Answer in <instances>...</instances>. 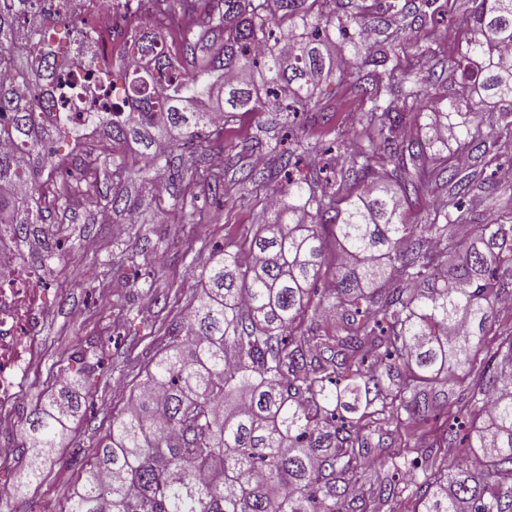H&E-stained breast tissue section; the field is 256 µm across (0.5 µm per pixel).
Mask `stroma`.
<instances>
[{
  "mask_svg": "<svg viewBox=\"0 0 512 512\" xmlns=\"http://www.w3.org/2000/svg\"><path fill=\"white\" fill-rule=\"evenodd\" d=\"M365 2L380 5L379 30L397 39L401 70L421 79L435 72V80L423 86L426 102L455 101L460 76L450 65L472 36L467 21L472 0H435L433 13L417 22L388 10L389 0ZM315 108L332 113L333 119L329 125L309 127L301 141L289 136L284 113H237L225 123L223 139L193 168L183 166L185 148L172 150L169 167L158 175L157 181L165 185L160 193L150 180L113 184L112 161L101 159V193L120 192L127 210L113 211L103 204L75 214L60 202L44 212L30 235L16 239L23 259L41 275L48 316L42 354L31 366L20 409L7 415L0 428V443H21V423L45 390L84 392L86 371L100 343H108L113 365L123 369L124 390L96 394L92 408L69 421L41 479L0 499V512H67L70 496L81 484L82 467L107 434L112 414L124 406L126 391L167 346L169 326L187 319L213 254L267 220L270 189L285 182L276 143L285 142L289 150L301 153L305 173L320 185L340 170L356 143L365 141L366 106L346 88L321 94ZM447 155L449 162H462L476 181L466 201L473 217L465 226L470 235L476 225L498 217L485 184L512 168V146L492 142L484 157L474 159L452 142ZM249 169L255 172L253 181L239 184L241 171ZM187 177L194 180V199L180 217L171 205ZM219 182L228 189L227 197L215 195ZM57 241L67 248L65 258L47 257L46 244ZM145 264L161 270V277L150 287H131L136 266ZM78 448L83 451L79 457L74 454Z\"/></svg>",
  "mask_w": 512,
  "mask_h": 512,
  "instance_id": "35a3bbf8",
  "label": "stroma"
}]
</instances>
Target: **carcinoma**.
Listing matches in <instances>:
<instances>
[{
	"label": "carcinoma",
	"mask_w": 512,
	"mask_h": 512,
	"mask_svg": "<svg viewBox=\"0 0 512 512\" xmlns=\"http://www.w3.org/2000/svg\"><path fill=\"white\" fill-rule=\"evenodd\" d=\"M202 12L182 33L183 71L171 68L166 44L150 35L152 15L169 0H139L131 16L143 30L132 49L147 65L130 69L125 49L99 71L112 110L84 103L89 121L112 140L132 141L154 157L149 172L169 165L168 150L186 141L206 154L224 133L211 112L191 106L223 94L222 113L256 112L288 101L305 112L323 81L346 83L370 103L371 133L350 157L336 190L316 192L288 179L270 218L250 237L224 247L210 266L197 304L170 344L149 362L127 407L112 415L68 512H512V326L497 325L512 299V224L492 221L459 238L471 221L462 200L471 181L448 161L435 170L426 152L395 132L423 90L398 77L393 42L362 39L369 6L351 0L335 21L333 0H178ZM387 8L418 18L416 0ZM56 19L36 0H0V136L26 151L22 169L0 152V224L26 235L47 199L48 171L64 179V159L45 142L72 134L69 113L55 112L68 93L59 75L82 52L85 19L59 0ZM475 35L454 61L471 96L430 116L436 141L468 151L487 147L472 94L499 110L496 137L512 141V0H478ZM224 32V50L203 52ZM351 46L373 70L336 71L333 40ZM449 191L428 224H409L401 200L433 172ZM25 179L30 195H16ZM99 171L85 153L76 188L56 193L74 210L99 204ZM337 245L334 263L324 237ZM328 283V294L318 285ZM458 386L456 414L440 411L438 386ZM80 399L50 393L22 421L27 443L17 485L39 478ZM455 448L459 460L422 457L424 480L380 476L416 462L394 452ZM482 449L478 464L466 463ZM369 484L368 494L357 486Z\"/></svg>",
	"instance_id": "1"
}]
</instances>
